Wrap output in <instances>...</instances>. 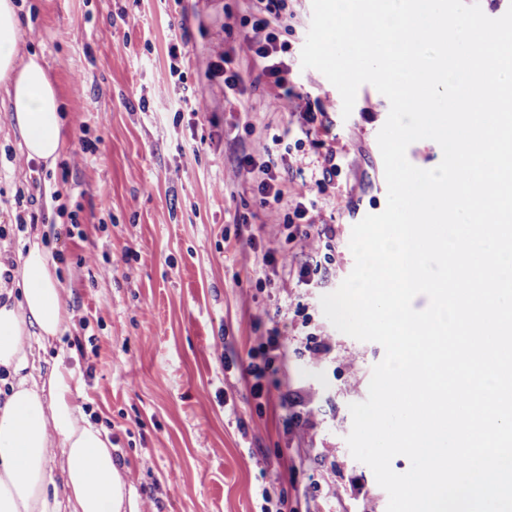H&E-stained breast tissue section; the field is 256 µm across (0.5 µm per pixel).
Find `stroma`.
I'll list each match as a JSON object with an SVG mask.
<instances>
[{"instance_id": "stroma-1", "label": "stroma", "mask_w": 512, "mask_h": 512, "mask_svg": "<svg viewBox=\"0 0 512 512\" xmlns=\"http://www.w3.org/2000/svg\"><path fill=\"white\" fill-rule=\"evenodd\" d=\"M16 4L20 51L55 80L69 148L51 168L26 162L0 107V259L20 260L38 236L57 260L70 329L36 365L72 370V395L108 431L138 512H386V491L346 443L349 406L366 399L384 349L339 332L321 298L354 268L353 226L386 207L377 135L388 99L361 85L343 116L339 91L302 68L311 0H287V98L255 80L247 0ZM226 52L244 79L234 95L210 75ZM309 112L323 124H307ZM277 136L290 148L276 161L288 198L266 206L239 160ZM329 151L336 177L298 198ZM300 200L309 225L290 236L284 216ZM328 227L332 238L318 237ZM306 262L310 286L295 275ZM274 328L288 357L257 398L240 370Z\"/></svg>"}]
</instances>
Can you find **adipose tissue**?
Wrapping results in <instances>:
<instances>
[{"label": "adipose tissue", "instance_id": "obj_1", "mask_svg": "<svg viewBox=\"0 0 512 512\" xmlns=\"http://www.w3.org/2000/svg\"><path fill=\"white\" fill-rule=\"evenodd\" d=\"M25 30L14 0H0V84L26 160L49 165L66 151L63 101L42 58L20 56ZM57 263L38 241L22 257L19 295L0 300V512H129L124 472L106 431L89 422L71 395L69 371L53 366L34 378V347L60 339L70 315L61 299ZM62 477L47 467L51 450Z\"/></svg>", "mask_w": 512, "mask_h": 512}]
</instances>
